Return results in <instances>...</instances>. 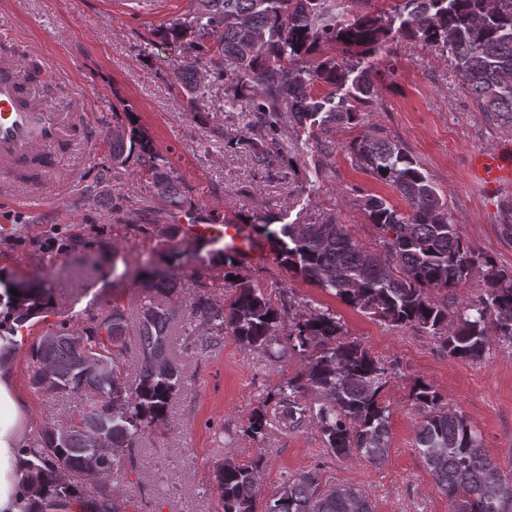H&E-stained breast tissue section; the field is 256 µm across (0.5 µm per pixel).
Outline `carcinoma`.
<instances>
[{
    "label": "carcinoma",
    "mask_w": 512,
    "mask_h": 512,
    "mask_svg": "<svg viewBox=\"0 0 512 512\" xmlns=\"http://www.w3.org/2000/svg\"><path fill=\"white\" fill-rule=\"evenodd\" d=\"M348 0H196L193 12L161 31L183 47L172 83L187 96L192 116L200 75L227 84V103L255 92V122L249 137L229 136L225 146L245 148L257 169L267 170L307 141L296 129L351 125L378 99L373 75L361 62L323 55L341 48L364 56L403 37L433 47L459 72L481 112L512 127V0H396L385 21L370 12L354 14ZM234 64L224 69V62ZM293 123L289 127L282 117ZM112 168L137 156L142 177L172 207L181 206L179 183L168 161L150 142L119 128L107 131ZM356 162L398 192L402 211L380 196L362 206L380 230L382 250L368 253L343 225L283 224L270 230L281 264L303 280L332 290L351 307L381 321L439 338L448 356L476 360L489 345L486 318L497 335L512 340V272L476 254L453 222L447 202L415 159L395 140L368 134L353 146ZM229 271L232 296L215 303L200 295L186 320L207 343L230 334L270 356L289 350L304 367L278 390L279 419L295 429L309 416L317 420L327 448L339 458L362 456L378 464L388 450L387 406L381 392L391 367L360 343L344 336L329 311L292 316L261 289L234 272L236 257L215 249ZM485 267L484 295L470 302L448 326V303L432 298L438 288H454L476 266ZM144 301L135 323L115 300L89 317L78 332L67 324L47 332L32 346L33 382L47 394H75L79 418L31 434L34 461L30 500L70 510L92 504L95 512H127L112 489V475L132 463L147 433L166 421L173 396L183 384L170 353L176 310L174 275L146 272L140 280ZM51 303L46 289L0 294V326L23 325ZM109 363V375L89 370L88 361ZM137 376L128 384L125 366ZM422 419L419 455L437 487L448 495L449 512H512V475L486 455L469 421L443 402L423 381L412 386ZM269 408H254L247 432L266 435ZM260 461L240 464L225 458L218 473L222 512H256ZM264 512H374L369 497L353 486L321 490L316 472H306L272 496Z\"/></svg>",
    "instance_id": "carcinoma-1"
}]
</instances>
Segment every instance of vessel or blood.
Instances as JSON below:
<instances>
[{
	"label": "vessel or blood",
	"instance_id": "b4317fda",
	"mask_svg": "<svg viewBox=\"0 0 512 512\" xmlns=\"http://www.w3.org/2000/svg\"><path fill=\"white\" fill-rule=\"evenodd\" d=\"M14 36L0 23V200L45 204L60 196V185L47 179L55 154L63 148L81 152L95 138L84 101L62 95L51 74L32 80L9 48ZM472 181L489 190L512 187V142L495 150L473 151L468 158ZM184 238L223 240L246 264L259 257L255 245L238 224L189 220Z\"/></svg>",
	"mask_w": 512,
	"mask_h": 512
}]
</instances>
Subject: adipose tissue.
<instances>
[{
    "label": "adipose tissue",
    "mask_w": 512,
    "mask_h": 512,
    "mask_svg": "<svg viewBox=\"0 0 512 512\" xmlns=\"http://www.w3.org/2000/svg\"><path fill=\"white\" fill-rule=\"evenodd\" d=\"M29 430L26 403L14 372L0 366V512H21L26 503L28 456L23 451Z\"/></svg>",
    "instance_id": "obj_1"
}]
</instances>
